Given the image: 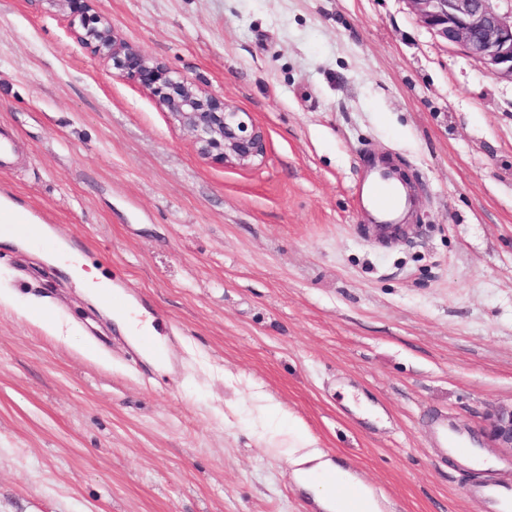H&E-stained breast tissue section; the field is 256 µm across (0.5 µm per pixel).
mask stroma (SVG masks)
Here are the masks:
<instances>
[{
    "label": "stroma",
    "mask_w": 512,
    "mask_h": 512,
    "mask_svg": "<svg viewBox=\"0 0 512 512\" xmlns=\"http://www.w3.org/2000/svg\"><path fill=\"white\" fill-rule=\"evenodd\" d=\"M127 43L249 113L224 166L77 41L59 0H0V196L50 247L0 246V512H322L265 396L384 512H491L512 482V83L406 0H94ZM413 186L408 240L361 231L370 157ZM154 319L150 363L54 262ZM446 421L460 454L443 456ZM84 267H87L84 268ZM65 269L71 275L76 288L83 289L90 295H98V290L108 288L110 281L106 278L99 266L83 260L81 257H74L72 263ZM489 432L499 448H508L512 454V408L501 410L493 416ZM479 493L499 505L497 512H511L512 485H492L479 490Z\"/></svg>",
    "instance_id": "1"
}]
</instances>
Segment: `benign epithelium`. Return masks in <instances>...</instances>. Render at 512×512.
<instances>
[{"instance_id": "7a95c632", "label": "benign epithelium", "mask_w": 512, "mask_h": 512, "mask_svg": "<svg viewBox=\"0 0 512 512\" xmlns=\"http://www.w3.org/2000/svg\"><path fill=\"white\" fill-rule=\"evenodd\" d=\"M79 41L93 54L150 91L158 105L195 137L200 153L216 162L250 167L266 151L265 134L250 115L178 76L144 51L120 39L112 26L90 14L91 0H63ZM418 21L449 47L503 80L512 82V17L496 0H407ZM410 224H366L365 232L388 243L409 235ZM491 438L512 451V409L501 410L489 424Z\"/></svg>"}]
</instances>
